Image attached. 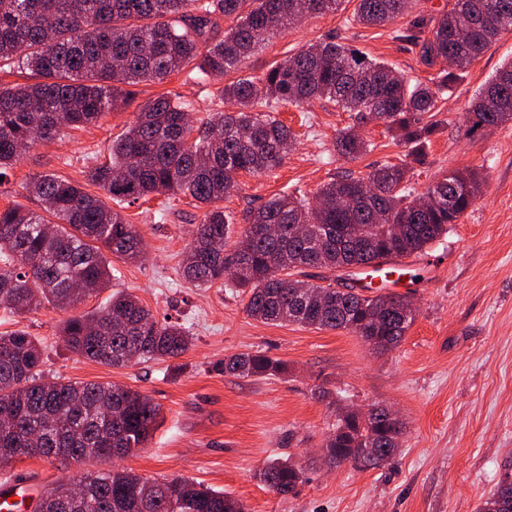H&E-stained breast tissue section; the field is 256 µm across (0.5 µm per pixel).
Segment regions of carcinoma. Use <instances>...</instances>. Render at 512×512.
Masks as SVG:
<instances>
[{
	"label": "carcinoma",
	"mask_w": 512,
	"mask_h": 512,
	"mask_svg": "<svg viewBox=\"0 0 512 512\" xmlns=\"http://www.w3.org/2000/svg\"><path fill=\"white\" fill-rule=\"evenodd\" d=\"M301 0H0V67L21 62L39 77L33 84L0 87V177L23 152L52 141L62 129L92 125L127 102L123 84L161 82L195 64L222 76L241 64L265 34L299 18ZM306 14L337 9L341 0H306ZM411 0H357L354 18L366 25L408 14ZM220 16L235 17L221 39ZM432 27L431 37L422 38ZM512 31V0H453L436 19L417 16L398 38L420 48L434 65L453 67L429 83H413L385 62L332 40L309 45L260 78L224 85L239 111L219 112L198 129L185 106L168 95L146 101L135 121L112 142L109 160L89 167L88 183L113 205L54 175L27 183L43 213L0 210V309L10 314L47 304L76 309L109 287L106 253L135 261L143 236L122 213L152 194L183 195L206 207L182 263L184 279L207 287L227 280L248 295L246 312L265 323H297L345 330L379 352L399 346L415 321L401 294L370 296L341 277L307 280L306 268L329 271L406 259L448 234L481 192L473 170H450L425 188L434 203L421 206L411 186L414 165L437 125L425 121L439 94L505 32ZM313 99L351 113L336 132V154L354 159L371 143L357 131L378 121L409 146L404 157L365 176L346 171L323 184L317 204L280 194L245 215L246 250L227 245L229 217L218 203L240 190L236 175H262L295 146L293 133L271 115L277 103ZM470 129L512 122V60L473 99ZM86 289L80 292L76 285ZM69 349L87 360L129 367L176 359L193 343L178 322L160 321L138 297L119 292L92 313L70 315L60 328ZM40 341L24 330L0 333V414L11 417L0 435V464L17 458H65L89 466L82 498L73 481H58L35 512H245L235 498L186 478H146L125 469L90 468L145 447L160 412L141 392L121 386L66 381L43 375ZM224 374L265 378L282 363L261 352L237 353L216 365ZM402 423L374 408L365 417L341 411L326 445L328 459L362 457L376 468L401 448ZM305 469L272 459L256 473L269 490L286 495ZM480 512H512V481L503 482Z\"/></svg>",
	"instance_id": "carcinoma-1"
}]
</instances>
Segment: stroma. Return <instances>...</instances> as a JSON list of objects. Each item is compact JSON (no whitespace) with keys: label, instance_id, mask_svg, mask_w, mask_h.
I'll list each match as a JSON object with an SVG mask.
<instances>
[{"label":"stroma","instance_id":"1","mask_svg":"<svg viewBox=\"0 0 512 512\" xmlns=\"http://www.w3.org/2000/svg\"><path fill=\"white\" fill-rule=\"evenodd\" d=\"M356 5L342 0L336 11L265 35L244 74L262 76L307 45L332 39L411 80L436 76L438 66L425 65L418 48L397 34L411 16L439 17L452 0H414L411 16L381 27L355 22ZM511 59L508 32L439 98L431 115L438 130L425 165L415 169L416 191L455 169L478 170L484 184L460 222L415 257L417 279L400 284L416 318L393 351L377 353L342 330L263 323L247 315L246 295L224 282L205 288L186 282L181 265L202 211L182 196L153 195L125 207L144 236L145 255L134 262L113 258L109 289L87 298L81 309L95 311L112 293H132L157 318L189 329L194 341L183 356L112 368L67 350L59 335L66 312L50 306L21 315L0 311V332L22 329L40 340L46 376L128 386L159 405V423L146 446L117 463L100 461V468L117 464L145 477H184L237 498L247 512H478L512 475V124L472 134L466 114L473 97ZM224 84L189 66L163 82L139 83L125 107L24 154L0 181V209L40 211L39 199L26 189L36 175L84 183L87 167L107 160L113 140L147 100L178 96L198 126L233 111L221 94ZM275 115L297 144L273 172L239 174V191L223 201L232 218L230 241L239 240L246 212L272 196L310 199L342 172L365 175L407 151L383 125L370 122L360 128L369 152L354 160L338 156L336 131L350 119L330 103L284 104ZM251 351L280 360L285 373L244 379L217 371L224 356ZM321 390L331 399L318 398ZM340 407L395 412L404 425L399 452L374 469L329 463L323 448ZM288 456L308 472L283 497L255 472L266 460ZM82 471L64 459L23 458L0 464V484L28 485L35 502L51 482Z\"/></svg>","mask_w":512,"mask_h":512}]
</instances>
